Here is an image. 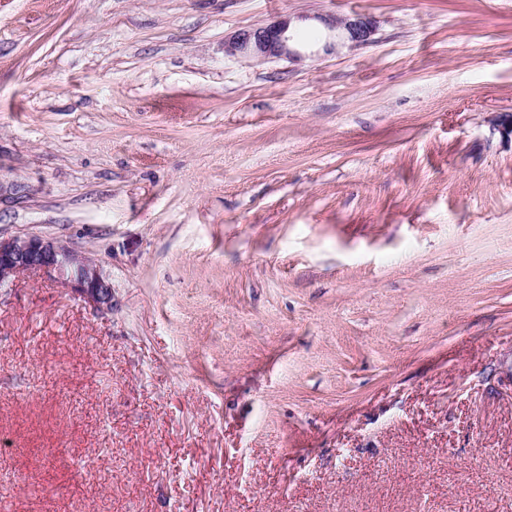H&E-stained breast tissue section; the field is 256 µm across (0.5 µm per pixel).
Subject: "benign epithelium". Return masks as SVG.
I'll return each instance as SVG.
<instances>
[{
  "instance_id": "benign-epithelium-1",
  "label": "benign epithelium",
  "mask_w": 512,
  "mask_h": 512,
  "mask_svg": "<svg viewBox=\"0 0 512 512\" xmlns=\"http://www.w3.org/2000/svg\"><path fill=\"white\" fill-rule=\"evenodd\" d=\"M316 20L333 32L325 42L327 53L339 47L359 48L373 42L376 22L363 15L343 18L318 16ZM224 53L259 61L306 57L294 31L293 20L238 30L224 42ZM24 273L55 277L83 296L99 312L112 311V282L94 262L79 258L66 243L38 235L0 238V287Z\"/></svg>"
}]
</instances>
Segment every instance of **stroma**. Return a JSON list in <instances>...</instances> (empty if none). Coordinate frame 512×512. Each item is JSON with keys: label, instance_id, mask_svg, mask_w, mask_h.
I'll return each instance as SVG.
<instances>
[{"label": "stroma", "instance_id": "stroma-1", "mask_svg": "<svg viewBox=\"0 0 512 512\" xmlns=\"http://www.w3.org/2000/svg\"><path fill=\"white\" fill-rule=\"evenodd\" d=\"M505 112L512 0H0V236L112 281L0 288V512H512ZM324 27L334 35L323 45V50L327 53L336 51L338 47L348 46L349 48H359L373 42V36L376 32V22L363 15H353L343 18L320 17ZM292 23L288 17L267 26L240 29L224 42V53L259 61L281 57L301 61L306 54Z\"/></svg>", "mask_w": 512, "mask_h": 512}]
</instances>
